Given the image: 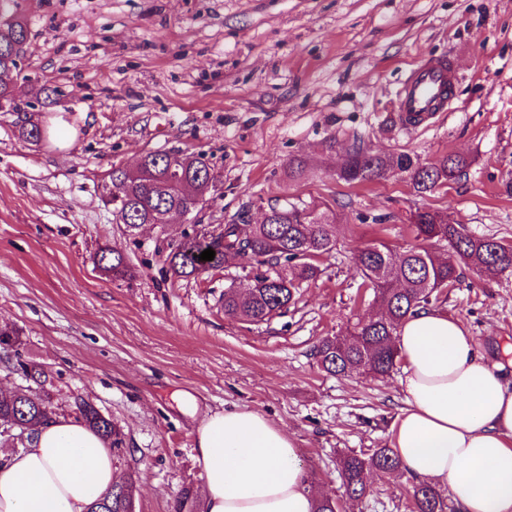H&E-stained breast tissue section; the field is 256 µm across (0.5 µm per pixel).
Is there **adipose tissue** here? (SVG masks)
I'll use <instances>...</instances> for the list:
<instances>
[{"instance_id":"obj_1","label":"adipose tissue","mask_w":512,"mask_h":512,"mask_svg":"<svg viewBox=\"0 0 512 512\" xmlns=\"http://www.w3.org/2000/svg\"><path fill=\"white\" fill-rule=\"evenodd\" d=\"M395 343L405 407L392 446L405 472L449 490L459 512H512V383L438 312L406 319ZM195 462L206 512H314L295 439L259 411L205 414ZM117 479L102 439L54 416L26 450H0V512H87Z\"/></svg>"}]
</instances>
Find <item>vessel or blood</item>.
I'll use <instances>...</instances> for the list:
<instances>
[{
	"label": "vessel or blood",
	"instance_id": "b4317fda",
	"mask_svg": "<svg viewBox=\"0 0 512 512\" xmlns=\"http://www.w3.org/2000/svg\"><path fill=\"white\" fill-rule=\"evenodd\" d=\"M455 73L449 62L431 59L416 68L396 92L399 120L403 125H421L444 111Z\"/></svg>",
	"mask_w": 512,
	"mask_h": 512
}]
</instances>
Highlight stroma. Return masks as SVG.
<instances>
[{
  "instance_id": "35a3bbf8",
  "label": "stroma",
  "mask_w": 512,
  "mask_h": 512,
  "mask_svg": "<svg viewBox=\"0 0 512 512\" xmlns=\"http://www.w3.org/2000/svg\"><path fill=\"white\" fill-rule=\"evenodd\" d=\"M30 39L13 73L22 112H0V327L52 378L53 409L92 401L124 434L119 478L137 481L136 512H172L203 491L194 432L205 413L262 412L297 443L320 495H341L338 459L391 443L404 406L402 368L331 376L319 339L367 316L372 297L352 260L383 240L416 245L411 216L438 210L475 235L512 245V0H19ZM430 56L458 75L454 101L426 127L395 120V93ZM53 89L52 98L40 88ZM64 118L72 147L23 141L20 126ZM467 159L448 186L414 192L405 174L352 186L347 152ZM205 154L218 189L201 214L259 223L269 205L325 204L336 246L288 312L259 326L224 316L246 286L235 260L175 280L158 246L181 218L128 240L104 206L113 167L150 150ZM302 156L305 178L286 167ZM124 250L134 279L94 265ZM459 319L483 361L512 380V274L464 271L434 306ZM411 476L369 479L343 512H410Z\"/></svg>"
}]
</instances>
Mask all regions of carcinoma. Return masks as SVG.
I'll list each match as a JSON object with an SVG mask.
<instances>
[{"label": "carcinoma", "mask_w": 512, "mask_h": 512, "mask_svg": "<svg viewBox=\"0 0 512 512\" xmlns=\"http://www.w3.org/2000/svg\"><path fill=\"white\" fill-rule=\"evenodd\" d=\"M15 25L0 28V70L8 67L13 44L28 33L24 17L14 15ZM181 155L182 175L191 178L194 190L216 188L217 176L202 154L181 153L179 148L148 151L144 176L133 178L121 167L112 168L110 182L103 186V199L112 204V216L121 232L136 239L145 224H158L161 216L174 209L197 214L198 200L192 193L179 192L169 184L168 153ZM467 165L458 155H447L427 165L408 153L374 154L353 148L340 167L338 178L346 183H371L386 179L394 171L408 174L417 193L432 192L452 181ZM258 224L245 214L212 229L195 224L165 248L166 272L179 280L195 279L233 260H245L254 268L251 285L245 289L224 290V316L258 325L288 312L295 304L299 285L314 279L320 256L334 247L333 221L321 206L293 203L274 204ZM416 237L442 243L448 257L440 258L423 245L396 249L385 241L373 243L354 253L362 285L373 292L376 311L359 320L347 334L324 337L314 346L321 369L330 375L389 374L399 357L394 342L400 324L419 309L439 299L440 290L460 280L462 268L479 274L512 272V246L494 238L476 236L446 213L418 211L414 214ZM215 251L211 261L199 259L206 249ZM98 269L115 279H132L135 269L128 256L108 245L99 247ZM13 369L33 382L0 397V438L26 435L32 440L45 421L51 397L43 372L16 359ZM75 419L99 434L109 447L119 449L123 434L112 420L93 404L75 403ZM400 477L404 474L395 450L387 445L364 457L347 454L340 460L342 497L361 500L367 491L365 475ZM135 481L127 478L112 486L105 496L111 512H135ZM412 512H454L440 492L427 481L415 480L410 489ZM174 512H197V499L191 489L182 490Z\"/></svg>", "instance_id": "obj_1"}]
</instances>
